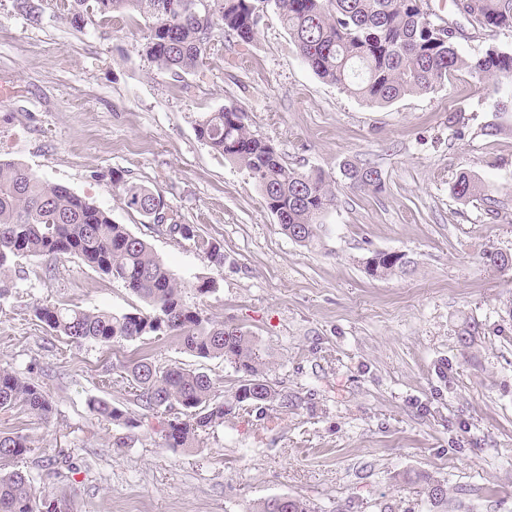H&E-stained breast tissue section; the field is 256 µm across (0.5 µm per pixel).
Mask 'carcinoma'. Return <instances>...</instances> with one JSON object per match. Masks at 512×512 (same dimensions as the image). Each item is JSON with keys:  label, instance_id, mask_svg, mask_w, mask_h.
I'll return each mask as SVG.
<instances>
[{"label": "carcinoma", "instance_id": "obj_1", "mask_svg": "<svg viewBox=\"0 0 512 512\" xmlns=\"http://www.w3.org/2000/svg\"><path fill=\"white\" fill-rule=\"evenodd\" d=\"M27 20L41 22L39 0H15ZM70 21L84 24L86 0H67ZM256 0H96L101 15H137L148 29L143 51L156 69L178 77L199 66L211 50L217 31L249 43L257 33ZM476 26L489 32L512 31V0H454ZM274 7L296 47L321 79L364 101L388 105L406 95L435 92L448 75L465 71L480 81H493L499 109L512 106V50L489 46L466 56L456 47V35L432 20L427 0H274ZM198 137L225 158L244 167L259 186L267 208L281 230L301 246L314 245L321 219L335 205L331 180L320 171L288 167L275 147L248 122L246 111L229 105L196 121ZM344 177L354 189L378 192L380 172L373 167L345 164ZM128 209L149 218L158 207L169 209L163 196L146 186L114 180ZM481 187L462 173L452 192L460 201L480 194ZM168 232L191 240L212 262L224 263L213 242L175 216ZM75 256L123 284L149 309L125 313L86 310L65 304L41 305L36 317L58 336L110 347L144 336H177L183 348L199 358H222L240 373L234 399L242 406L288 408L266 378L265 359L254 337L241 328L212 322L184 302L182 284L154 254L151 245L112 222L109 214L68 188L43 181L25 166L0 160V297L10 288L9 272L18 256ZM411 260L404 254L375 252L364 262L365 272L383 278L403 272ZM126 381L136 401L155 413L176 411L167 420L162 439L166 448H197L202 436L224 425L228 409L205 373L178 365L158 368L147 358L130 362ZM48 419L55 411L51 397L35 382L8 367H0V410L17 404ZM90 411L107 422L128 428L138 419L106 399L89 401ZM32 451L27 438L0 432V464ZM412 480L423 487L435 507L448 506L443 481L426 472ZM0 512H66L62 501L38 493L27 472H0ZM256 512H316L306 502L284 498L275 506L262 502Z\"/></svg>", "mask_w": 512, "mask_h": 512}]
</instances>
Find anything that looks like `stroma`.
Instances as JSON below:
<instances>
[{
	"label": "stroma",
	"mask_w": 512,
	"mask_h": 512,
	"mask_svg": "<svg viewBox=\"0 0 512 512\" xmlns=\"http://www.w3.org/2000/svg\"><path fill=\"white\" fill-rule=\"evenodd\" d=\"M40 4L33 25L0 0V83L14 88L0 97V159L146 239L189 305L255 338L268 381L293 405L236 407L232 365L185 352L175 336L105 349L53 335L37 306L143 303L80 259L20 258L0 298V366L41 385L55 412L0 411V431L31 446L15 468L53 464L58 476L36 489L68 512H251L277 496L317 512H512V271L483 261L512 253V110L494 111L463 72L432 94L368 104L319 79L271 7L250 43L218 35L177 81L143 54L142 19L91 14L78 30L61 0ZM230 104L289 167L331 179L336 204L314 246L283 234L248 171L198 137L197 120ZM452 112L462 115L453 129ZM348 162L377 168L381 191L349 187ZM463 172L483 195L453 196ZM118 176L160 192L178 222L221 247L223 265L128 210ZM377 251L415 266L371 278L363 262ZM48 264L52 276L39 277ZM202 278L214 292H196ZM468 322L480 335L464 354ZM141 357L206 372L231 405L198 448L163 447V414L137 410L118 384ZM92 398L137 412L139 428L97 419ZM417 471L446 483L447 510L408 481Z\"/></svg>",
	"instance_id": "obj_1"
}]
</instances>
